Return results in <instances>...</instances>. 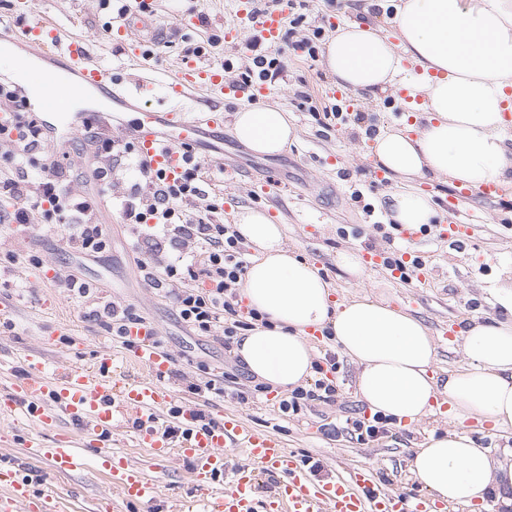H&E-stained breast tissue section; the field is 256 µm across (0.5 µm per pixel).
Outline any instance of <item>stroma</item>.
<instances>
[{
  "label": "stroma",
  "instance_id": "obj_1",
  "mask_svg": "<svg viewBox=\"0 0 512 512\" xmlns=\"http://www.w3.org/2000/svg\"><path fill=\"white\" fill-rule=\"evenodd\" d=\"M119 7L118 0H34L32 17L52 23L61 37L86 40L92 60L112 69L127 83L136 84L143 77L153 81L155 87L144 104L154 112L169 110L160 84L182 62L186 48L202 47L199 63L223 70L230 81L251 64L243 47L253 30L238 24L234 0H201L199 13L192 15L184 13L179 0H153L158 23L169 28L172 36L167 43L149 48L140 65L131 61L123 44L112 36ZM233 24L240 27L238 40L224 41L225 27ZM212 38L218 39V46H209ZM277 47L287 56L288 68L282 80L271 84L268 102L288 112L296 139L281 153H255L233 132V115L242 110L241 100H225L223 138L204 136L195 153L201 159L223 150L227 164L241 170L243 176L229 184L215 168L206 167L204 194L188 203L187 211L195 213L216 203L222 207L218 221L230 224L240 207L263 210L275 223L284 225L289 250L313 263L334 286L338 298L385 299L393 307L408 309L430 331H437L442 324L459 329L472 318L500 316L495 290L512 283V196L488 202L475 195L463 202L462 214L471 235L465 251L451 249L430 232L413 242L404 240L390 227L385 207L395 183L390 179L377 181L372 174L376 161L362 150L369 140L365 133L368 125L382 130L400 128L396 113L402 103L395 91L359 96L364 121L351 119L340 127L322 126L302 105L299 94L308 92L317 106H327L330 100L324 90L335 86V78L324 59L306 61L287 40L279 41ZM55 158L73 173V194L92 201L95 218L108 233L110 248L99 258L83 257L66 245L69 225L48 223L38 214L28 224L0 223V296L10 298L16 308L8 322L0 323V393L13 380L25 376L26 366L18 357L25 349L42 352L51 365L59 362L88 367L96 353L107 348L113 354L116 379L134 378L121 339L99 322L85 318L78 302L63 288L61 275L72 272L95 287L100 300L132 306L158 330L173 360L165 382L175 394L197 404L207 418L218 421L225 414H238L255 428L274 434L290 454L321 462L320 479L346 477L373 463L381 483L428 502L432 496L412 473L410 461L431 433L461 426L480 446L512 448V432H495L490 423L473 419L460 424L443 413L410 427L395 428L388 436L366 444L347 434L327 436L323 424L341 427L347 418L369 412L357 389L359 368L341 353L336 356L340 385L337 403H315L300 416L289 418L276 413L282 394L275 390L249 404L207 392L192 393L191 384L218 380L227 372L234 374L233 386L237 389L250 387L251 378L237 357L225 352L222 333L200 336L186 329L172 300L153 288L140 272L139 262L156 267L167 260L163 253L141 254L136 250L138 240L160 234V227L152 223L132 226L122 218L121 200L131 185L140 181V174L125 162L97 153L78 135L68 137ZM101 166L112 169V193L108 196L97 195L88 177L92 169ZM272 178L279 182L274 195L260 196L257 186ZM356 189L361 191V198H352ZM346 250L360 254L373 250L386 257L424 253L432 262L433 282L427 288L417 287L415 282L393 277L383 265L368 268L364 279H353L336 262L338 253ZM39 432L47 438L53 434L52 429H40L21 414L0 422V458L30 467L24 442ZM112 447L128 454L154 481V512H203L204 504L215 492L214 485L194 478L187 462L153 459L139 446L135 431L114 435ZM40 470L39 489L53 491L63 512H109L111 485L96 469L59 475L44 462Z\"/></svg>",
  "mask_w": 512,
  "mask_h": 512
}]
</instances>
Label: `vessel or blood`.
<instances>
[{
    "label": "vessel or blood",
    "instance_id": "vessel-or-blood-1",
    "mask_svg": "<svg viewBox=\"0 0 512 512\" xmlns=\"http://www.w3.org/2000/svg\"><path fill=\"white\" fill-rule=\"evenodd\" d=\"M117 34L158 42L164 31L155 25L152 10L141 8L118 26ZM24 36L27 52L19 57L18 65L38 91L45 111L61 110L92 90L109 101L138 109L147 85L129 88L111 69L92 62L85 40L62 43L56 29L45 21L25 26ZM56 56L64 57L63 70L30 65L31 59L44 62ZM199 89L215 102L207 106L204 118L191 119L180 113L178 106ZM164 92L173 104L171 111L162 116L146 113L130 124L128 131L137 139L150 168L171 180L182 173L184 156L204 129L223 127L221 99L243 98L254 105L269 95L270 88L260 80L240 87L227 82L223 70L187 59L168 79ZM155 334L152 328L129 329L125 346L145 374L124 383L112 379V353L108 350L98 354L92 369L68 365L55 377L46 373L40 352L23 351L27 374L0 396V418L22 412L43 427H56L63 417L83 426L78 436L58 430L49 446L39 437L28 438V459L49 463L62 474L96 462L105 470L121 502L134 512H152L156 501L153 484L126 455L111 448L113 433L128 417L136 425L140 443L156 460L178 455L192 462L197 479L224 482L223 491L210 501L209 512H430V504H415L403 494L374 488L367 466L356 470L349 483L315 480L304 463L288 454L279 438L249 426L237 415L228 414L221 422L201 427L197 406L176 401L173 391L162 382L171 358L160 350ZM171 410L189 431L178 444L158 425L160 416ZM90 445L96 453L92 461L86 457ZM261 474L276 480L273 493L263 498L256 486ZM32 485V478L23 475L14 463H1L0 512H57V496L48 491L34 492Z\"/></svg>",
    "mask_w": 512,
    "mask_h": 512
}]
</instances>
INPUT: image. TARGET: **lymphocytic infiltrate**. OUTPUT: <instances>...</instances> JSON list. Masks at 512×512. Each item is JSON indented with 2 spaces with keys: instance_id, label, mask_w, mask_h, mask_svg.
Returning a JSON list of instances; mask_svg holds the SVG:
<instances>
[{
  "instance_id": "f902f5d3",
  "label": "lymphocytic infiltrate",
  "mask_w": 512,
  "mask_h": 512,
  "mask_svg": "<svg viewBox=\"0 0 512 512\" xmlns=\"http://www.w3.org/2000/svg\"><path fill=\"white\" fill-rule=\"evenodd\" d=\"M245 49L251 54L252 64L241 72V84H250L257 78L271 83L284 72L281 53L265 50L261 36H254ZM45 140L36 122L19 119L0 123V158L9 170L8 177L0 178V196L15 203L11 220L25 224L38 213L56 223L74 225L70 248L84 255L99 256L108 247L109 239L102 225L95 222L90 204L70 194L69 169L47 161L42 165L44 173L38 182L19 177L28 158L43 152ZM135 164L142 180L133 185L131 198L125 203L126 219L133 224L151 220L161 224L163 240L147 244L146 249L151 253L167 250L174 255L162 269L143 262L140 270L154 288L173 296L177 315L187 327L205 335L222 332L225 343H232L239 331L247 329L249 321L260 317L255 310L248 317L240 315L237 290L247 269L241 236L232 225L215 223L217 204L207 205L202 215L183 210L184 201L202 194L198 166H190L181 181L170 184L161 174L152 172L143 159H136ZM62 283L74 299L89 303V318L107 324L114 336L125 337L128 328L143 322L131 306L94 302L90 285L74 275H65ZM325 361L327 375L316 379L310 388H295L280 399L278 410L282 416L299 415L314 401L335 402L338 385L331 374L337 363L331 355Z\"/></svg>"
}]
</instances>
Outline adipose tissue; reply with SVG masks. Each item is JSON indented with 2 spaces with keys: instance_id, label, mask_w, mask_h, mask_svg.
Masks as SVG:
<instances>
[{
  "instance_id": "ef3b65f1",
  "label": "adipose tissue",
  "mask_w": 512,
  "mask_h": 512,
  "mask_svg": "<svg viewBox=\"0 0 512 512\" xmlns=\"http://www.w3.org/2000/svg\"><path fill=\"white\" fill-rule=\"evenodd\" d=\"M393 25L392 41L370 21L349 22L325 46L337 85L355 93L395 85L404 56L423 72L408 83L423 99L422 121L379 133V163L403 185L442 176L475 190L512 184V0H399ZM233 130L265 155L296 136L287 112L267 104L236 112ZM387 207L405 228L435 216L426 195L405 188L390 193ZM235 228L256 250L238 295L264 320L236 337L233 352L256 381L278 391L304 384L313 374L310 334L328 330L358 366L357 389L371 412L416 423L442 402L460 419L512 430L511 288L498 291L506 319H474L461 329L468 365L441 383L433 373L435 340L422 321L379 299L336 300L333 286L288 250L283 225L264 211L238 209ZM410 467L445 504L474 510L490 501L512 512V448L497 458L465 433L432 434Z\"/></svg>"
}]
</instances>
